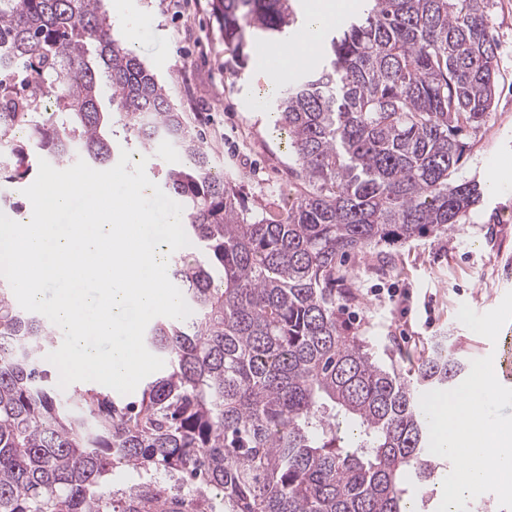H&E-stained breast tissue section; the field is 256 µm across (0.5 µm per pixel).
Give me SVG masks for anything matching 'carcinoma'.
Returning <instances> with one entry per match:
<instances>
[{"instance_id": "carcinoma-1", "label": "carcinoma", "mask_w": 512, "mask_h": 512, "mask_svg": "<svg viewBox=\"0 0 512 512\" xmlns=\"http://www.w3.org/2000/svg\"><path fill=\"white\" fill-rule=\"evenodd\" d=\"M490 3L365 0L314 70L270 93L304 189L266 218L212 171L103 0H0V185L29 183L41 158L111 163L110 121L146 151L176 148L160 188L190 246L168 271L192 309L150 321L145 346L169 367L125 404L49 385L56 329L0 278V512H410L408 487L438 476L417 396L465 365L439 336L412 376L386 366L336 283L346 256L449 236L482 200L459 170L496 99ZM216 6L242 66L250 41L306 23L293 0ZM118 470L140 480L116 488Z\"/></svg>"}]
</instances>
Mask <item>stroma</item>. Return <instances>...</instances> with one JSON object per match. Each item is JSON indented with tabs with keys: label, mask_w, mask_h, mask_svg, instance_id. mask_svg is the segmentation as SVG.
<instances>
[{
	"label": "stroma",
	"mask_w": 512,
	"mask_h": 512,
	"mask_svg": "<svg viewBox=\"0 0 512 512\" xmlns=\"http://www.w3.org/2000/svg\"><path fill=\"white\" fill-rule=\"evenodd\" d=\"M115 30L169 89L216 172L237 185L248 211L287 210L301 188L296 158L267 109L258 55L238 67L224 43L214 0H104ZM498 89L491 118L469 138L463 173L502 174L470 223L351 255L345 266L359 300L343 319L385 364L408 370L435 337H451L464 362L495 351L512 326V0H492Z\"/></svg>",
	"instance_id": "obj_1"
}]
</instances>
